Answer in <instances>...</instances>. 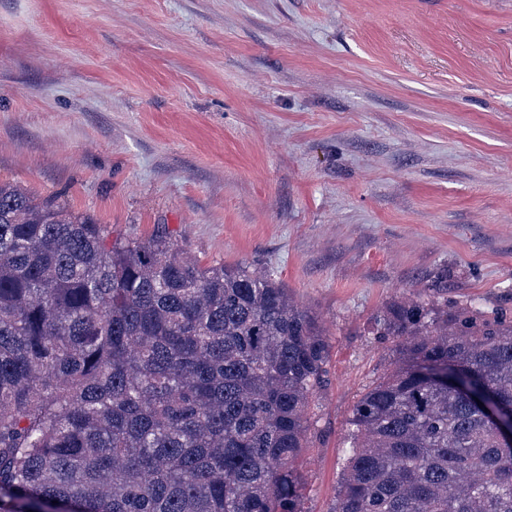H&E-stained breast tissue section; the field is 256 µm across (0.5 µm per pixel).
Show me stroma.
<instances>
[{"label":"stroma","mask_w":512,"mask_h":512,"mask_svg":"<svg viewBox=\"0 0 512 512\" xmlns=\"http://www.w3.org/2000/svg\"><path fill=\"white\" fill-rule=\"evenodd\" d=\"M0 181L318 316L299 469L336 512L375 317H512V0H0Z\"/></svg>","instance_id":"stroma-1"}]
</instances>
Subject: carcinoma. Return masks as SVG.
I'll return each mask as SVG.
<instances>
[{
  "mask_svg": "<svg viewBox=\"0 0 512 512\" xmlns=\"http://www.w3.org/2000/svg\"><path fill=\"white\" fill-rule=\"evenodd\" d=\"M355 402L338 512H512V319L407 298ZM316 317L270 276L201 267L0 182V512H303L327 374Z\"/></svg>",
  "mask_w": 512,
  "mask_h": 512,
  "instance_id": "obj_1",
  "label": "carcinoma"
}]
</instances>
